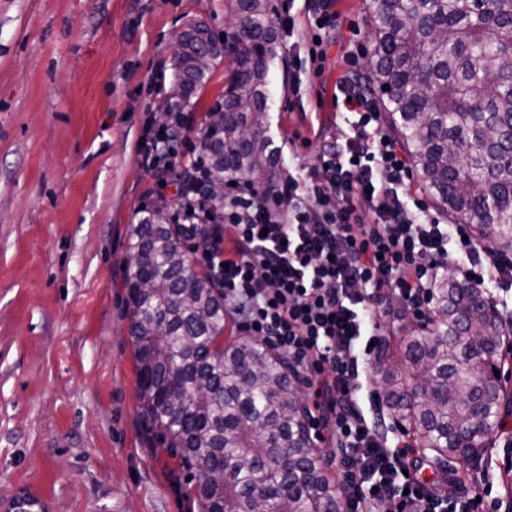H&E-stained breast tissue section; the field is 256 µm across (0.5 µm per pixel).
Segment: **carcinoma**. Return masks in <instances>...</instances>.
I'll return each instance as SVG.
<instances>
[{
  "label": "carcinoma",
  "instance_id": "cac0c4a2",
  "mask_svg": "<svg viewBox=\"0 0 512 512\" xmlns=\"http://www.w3.org/2000/svg\"><path fill=\"white\" fill-rule=\"evenodd\" d=\"M234 41L205 24L175 56L165 115L193 106L232 58L224 101L206 114L210 185L276 179L269 72L280 57L273 0H225ZM366 88L434 205L493 250L512 247V0H374ZM185 229L146 211L128 229L124 280L147 430L200 472V512H342L343 489L316 448L288 358L241 336L224 343V298L183 247ZM431 327L402 328L373 374L380 405L448 469L476 468L512 413L504 384L512 329L483 288L433 284Z\"/></svg>",
  "mask_w": 512,
  "mask_h": 512
}]
</instances>
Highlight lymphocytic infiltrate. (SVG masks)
I'll return each mask as SVG.
<instances>
[{"instance_id":"f902f5d3","label":"lymphocytic infiltrate","mask_w":512,"mask_h":512,"mask_svg":"<svg viewBox=\"0 0 512 512\" xmlns=\"http://www.w3.org/2000/svg\"><path fill=\"white\" fill-rule=\"evenodd\" d=\"M333 5L307 6L299 64L315 76L322 40L338 26ZM336 101L347 129L305 176L279 178L268 190L230 187L219 213L204 158L182 163L173 147L188 138L184 115L170 116L146 142L141 164L156 178L183 169L173 219L193 240L194 261L211 270L225 311L246 335L286 355L297 381L312 389L313 437L339 473L343 512H478L476 494L443 497L419 480L414 447L389 446L363 411L378 406V394L359 384L384 336L377 315L390 299L423 319L442 269L479 288L492 281L511 289L512 251L487 249L467 225L443 223L411 192L408 158L355 77L337 84Z\"/></svg>"}]
</instances>
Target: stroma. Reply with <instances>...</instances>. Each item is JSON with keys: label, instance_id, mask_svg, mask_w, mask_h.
<instances>
[{"label": "stroma", "instance_id": "1", "mask_svg": "<svg viewBox=\"0 0 512 512\" xmlns=\"http://www.w3.org/2000/svg\"><path fill=\"white\" fill-rule=\"evenodd\" d=\"M372 0H336L327 61L302 95L293 62L270 69L269 135L279 175L306 172L344 129L336 85L356 42L371 60ZM223 34L224 0H0V512H198L181 461L143 428L124 280L127 227L159 187L140 147L173 86L191 25ZM220 62L185 115L200 129L228 76ZM465 488L512 499V416Z\"/></svg>", "mask_w": 512, "mask_h": 512}]
</instances>
